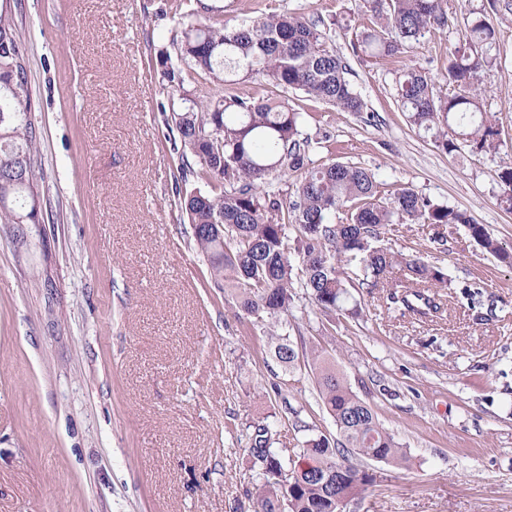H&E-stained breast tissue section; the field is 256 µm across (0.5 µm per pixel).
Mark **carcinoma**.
I'll use <instances>...</instances> for the list:
<instances>
[{
  "instance_id": "1",
  "label": "carcinoma",
  "mask_w": 512,
  "mask_h": 512,
  "mask_svg": "<svg viewBox=\"0 0 512 512\" xmlns=\"http://www.w3.org/2000/svg\"><path fill=\"white\" fill-rule=\"evenodd\" d=\"M444 0H364L377 26L352 43L354 55L399 56L421 43L434 27L447 23ZM181 13L173 42L188 71L165 66L172 90L198 78L215 87L251 80L242 94H203L181 98L174 122L183 145L180 173L192 174L207 189L183 197L182 210L192 224L197 248L210 275L224 282L244 315L275 318L294 307L296 289L326 320L349 306L350 280L341 265L347 254L360 256L369 292L387 289L386 304L417 320L441 311L448 287L443 268L377 246L389 224L464 225L485 251L512 266L505 250L485 225L466 212L440 205L410 186L389 193L369 169L342 161L312 158L311 138L303 136V113L288 100H275L266 86L300 91L340 112L360 114L364 103L346 79L345 59L324 46L318 25L286 12H272L239 26H228L210 0H172ZM495 43V30L480 15L471 20L461 43L448 58V83L455 93L433 94L430 77L417 68L399 76L398 94L415 127L432 133L436 146L452 154L460 145L476 153L501 147L494 115L482 109L483 80L492 60L481 50ZM31 97L21 36L8 10L0 8V224L40 223V200L32 163L36 151ZM301 173L293 199H283L279 180ZM500 203L512 210V160L499 172ZM348 208L347 222L336 211ZM400 272L391 279L390 274ZM277 358L295 367L299 354L277 335ZM319 397L336 423L339 438L311 437L299 457L287 464L268 448V431L257 427L253 457L262 467L258 512H338L336 498L363 493L377 475L348 462L370 459L392 466L409 461L407 451L379 422L343 377L312 353ZM308 467L285 486L280 474Z\"/></svg>"
}]
</instances>
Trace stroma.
I'll use <instances>...</instances> for the list:
<instances>
[{"mask_svg": "<svg viewBox=\"0 0 512 512\" xmlns=\"http://www.w3.org/2000/svg\"><path fill=\"white\" fill-rule=\"evenodd\" d=\"M228 24L288 11L313 20L347 58L361 114L270 88L304 113L314 159L372 170L471 215L504 248L512 212L498 173L512 154V14L468 0L398 57H354L375 18L362 0H214ZM170 0H7L21 32L36 133L37 224H0V512H255L265 426L272 452L335 437L310 348L340 370L407 450L409 466L367 462L372 486L343 512H512V266L460 224L445 242L426 224H392L382 246L443 268L442 320L380 308L346 264L361 317L327 322L296 298L285 330L300 353L284 369L265 320L235 315L182 213L195 177H179L169 119L177 97L161 55L175 56ZM496 32L482 106L500 153L446 154L412 129L398 100L415 67L446 97L448 53L473 10ZM492 297L475 320L463 286Z\"/></svg>", "mask_w": 512, "mask_h": 512, "instance_id": "35a3bbf8", "label": "stroma"}]
</instances>
